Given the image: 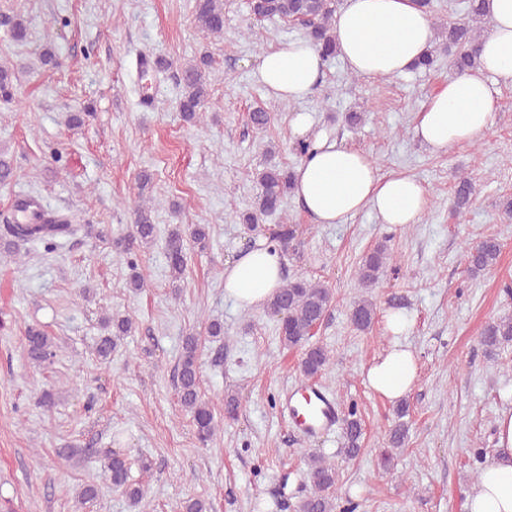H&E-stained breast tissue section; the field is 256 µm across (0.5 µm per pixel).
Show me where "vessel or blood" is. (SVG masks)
I'll return each instance as SVG.
<instances>
[{
	"mask_svg": "<svg viewBox=\"0 0 512 512\" xmlns=\"http://www.w3.org/2000/svg\"><path fill=\"white\" fill-rule=\"evenodd\" d=\"M281 410L309 438L331 432L340 419L335 400L308 379L297 382L284 393Z\"/></svg>",
	"mask_w": 512,
	"mask_h": 512,
	"instance_id": "vessel-or-blood-1",
	"label": "vessel or blood"
}]
</instances>
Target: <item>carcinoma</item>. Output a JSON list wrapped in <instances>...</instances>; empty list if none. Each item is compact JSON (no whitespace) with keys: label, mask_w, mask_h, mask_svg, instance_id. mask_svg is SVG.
Here are the masks:
<instances>
[{"label":"carcinoma","mask_w":512,"mask_h":512,"mask_svg":"<svg viewBox=\"0 0 512 512\" xmlns=\"http://www.w3.org/2000/svg\"><path fill=\"white\" fill-rule=\"evenodd\" d=\"M484 0H468L467 18L448 23L447 42L449 66L461 75L480 64V33L473 26L474 20L485 16ZM250 11L254 19L280 18L297 21L305 30V37L320 53L324 63L331 62L338 53L334 24L336 20V0H251ZM195 20L199 27L214 34L224 32V7L221 0H196ZM9 25L11 38L22 43L27 38V25L20 17L4 18ZM210 57L205 55L194 64L181 68L179 82L181 93L177 106L182 120L190 125L201 123L202 109L208 95ZM15 167L12 159L0 151V185L6 186L13 181ZM260 192L250 211L242 215V223L255 228L268 215L280 210L285 199L293 192L292 172L278 166H270L257 175ZM473 187L465 178H459L455 190L454 211L457 217L464 215L469 205ZM31 199H19L11 215L3 217L0 231L8 239L5 252L10 246L21 244L46 243L57 245L62 240L83 230L74 223V217L53 210L39 209L32 217L22 219L19 211L26 209ZM152 207L137 209L133 234L124 245V250L143 248L153 243L158 234L157 225L151 219ZM209 236L207 224H175L165 238V255L172 281L181 279L187 268L189 245L203 250ZM294 230L289 224H279L272 233V241L277 249L288 252ZM501 252L499 240L487 236L466 247L468 270L480 273L491 269ZM394 261V255L385 242L378 243L360 259L357 268V281L360 287H375ZM333 302L330 288L319 281L296 279L285 282L267 303V313L278 319L281 342L289 347L301 350L300 373L306 378L323 374L331 364L332 356L327 347L314 344L311 338L315 329L321 326ZM377 316L376 304L367 297L355 301L350 308V322L359 332L370 330ZM105 328L112 332L99 337L95 352L102 360L112 357L117 341L128 335L133 322L127 317H114L103 321ZM512 341V317H500L486 324L480 336L481 344L489 350L499 348L503 343ZM57 344L54 337L42 329L31 326L25 334V350L28 359L38 365L51 364L56 357ZM200 337L190 334L183 339L182 351L177 365V390L181 407L191 415L199 442L207 444L214 440L217 431L213 407L205 400L200 390ZM342 453L353 459L361 452L362 424L353 409L344 415L342 422ZM408 434L405 423L398 422L389 429L388 443L391 448L404 446ZM308 478L313 491L299 504V512H335L337 471L335 464L322 457H308ZM106 474L112 488L119 491L130 504L138 506L144 497L140 484L129 476L127 458L109 451L105 457Z\"/></svg>","instance_id":"obj_1"}]
</instances>
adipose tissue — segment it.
Listing matches in <instances>:
<instances>
[{
  "mask_svg": "<svg viewBox=\"0 0 512 512\" xmlns=\"http://www.w3.org/2000/svg\"><path fill=\"white\" fill-rule=\"evenodd\" d=\"M493 19L480 45L479 67L453 77L436 89L419 112L414 135L433 153L471 144L493 123V84L512 85V0H485ZM336 43L354 74L385 79L407 70L430 46L432 23L414 0H346L337 13ZM324 72L320 54L297 39L266 50L257 67L260 83L289 102L309 96ZM294 196L317 224H342L363 209L381 223H416L427 205L428 191L417 178L380 174L361 150L321 141L313 156L293 171ZM278 250L257 242L224 267V294L243 309L262 307L282 285ZM418 378L409 345L394 343L366 372L368 387L395 401L407 395ZM496 448L467 495L464 512H512V410L496 421Z\"/></svg>",
  "mask_w": 512,
  "mask_h": 512,
  "instance_id": "1",
  "label": "adipose tissue"
}]
</instances>
